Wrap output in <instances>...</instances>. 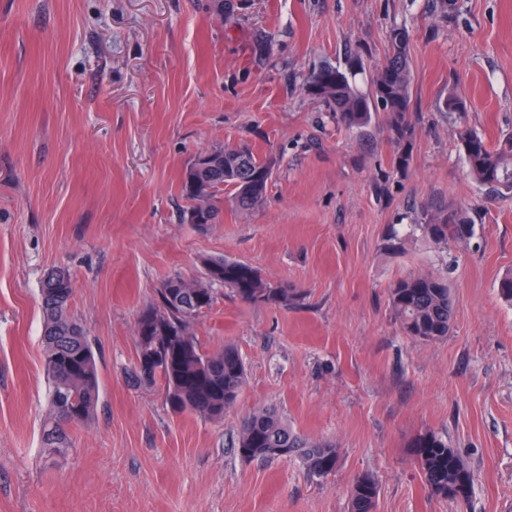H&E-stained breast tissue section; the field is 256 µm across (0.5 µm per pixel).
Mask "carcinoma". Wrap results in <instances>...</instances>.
<instances>
[{
  "mask_svg": "<svg viewBox=\"0 0 512 512\" xmlns=\"http://www.w3.org/2000/svg\"><path fill=\"white\" fill-rule=\"evenodd\" d=\"M405 28H392L387 54L371 78L370 90H360L354 74L325 64L309 75L304 92L320 100L336 124L346 130L377 129L397 150L398 166L407 167L405 146L415 127L410 110L412 74ZM439 111L450 116L463 149L469 175L494 191L512 193V135L492 145L467 123L466 102L449 96ZM386 124L378 121L379 113ZM273 176V162L260 157L246 144L226 143L199 152L195 166L184 172L182 193L188 201L204 198L200 211L203 225L221 222L220 196L230 193V202L241 214L263 206ZM421 223L409 225V234L421 232L438 244L462 242L474 234L467 208L428 212L421 208ZM201 280L175 275L156 289L153 300L139 313L135 323L136 363L133 378L138 385L157 386L166 405L176 413L206 419H222L237 401L246 380V368L238 351L230 346L208 352L193 331L197 319L211 310L218 288L250 304L289 308L302 294L273 283L248 263L210 257L202 260ZM73 282L68 270L57 268L44 276L40 287L43 315L44 369L49 381V411L44 421L43 442L53 448L72 444V428L88 421L97 405L99 380L90 336L70 312ZM395 318L407 335L434 342L448 336L454 321L448 280L432 274L408 273L389 288ZM246 460L299 459L308 473L325 477L338 462V448L313 443L288 426L269 408H256L239 424L235 444ZM411 455L428 492L441 499H457L454 489H463L468 502L473 488L471 469L433 432L419 434L411 444ZM379 495L371 474L358 477L351 489L350 512H374Z\"/></svg>",
  "mask_w": 512,
  "mask_h": 512,
  "instance_id": "carcinoma-1",
  "label": "carcinoma"
}]
</instances>
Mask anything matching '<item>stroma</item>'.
<instances>
[{
    "label": "stroma",
    "mask_w": 512,
    "mask_h": 512,
    "mask_svg": "<svg viewBox=\"0 0 512 512\" xmlns=\"http://www.w3.org/2000/svg\"><path fill=\"white\" fill-rule=\"evenodd\" d=\"M409 35L415 135L400 168L379 132L337 127L302 87L325 62L368 89L392 27ZM490 144L512 134V0H0V512H349L355 479L375 512H512V195L467 174L445 98ZM245 142L273 159L263 207L184 223L198 152ZM464 206L470 240L383 239L421 207ZM223 256L298 289L285 309L221 290L195 331L230 345L247 383L223 420L173 412L135 386L134 327L168 277ZM69 270L72 311L97 353L93 419L43 445L49 386L39 286ZM449 275L448 337L402 333L388 288ZM276 408L335 444L325 477L295 459L246 461L241 415ZM433 431L468 463L467 503L431 496L410 454ZM378 495V483L373 475L358 477L351 489L350 512H374Z\"/></svg>",
    "instance_id": "35a3bbf8"
}]
</instances>
